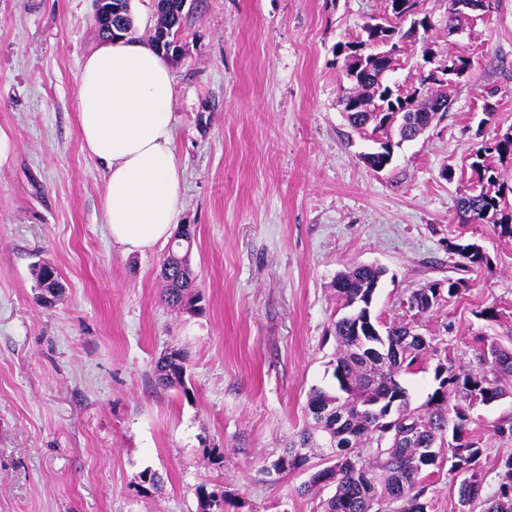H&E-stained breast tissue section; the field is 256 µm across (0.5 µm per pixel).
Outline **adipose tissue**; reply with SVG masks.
I'll return each mask as SVG.
<instances>
[{
  "mask_svg": "<svg viewBox=\"0 0 512 512\" xmlns=\"http://www.w3.org/2000/svg\"><path fill=\"white\" fill-rule=\"evenodd\" d=\"M170 66L128 35L85 56L76 105L84 151L105 168L102 211L114 248L147 251L173 236L185 195L173 150Z\"/></svg>",
  "mask_w": 512,
  "mask_h": 512,
  "instance_id": "ef3b65f1",
  "label": "adipose tissue"
}]
</instances>
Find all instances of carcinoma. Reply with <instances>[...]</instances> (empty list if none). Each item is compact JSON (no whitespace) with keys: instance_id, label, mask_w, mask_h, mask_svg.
I'll list each match as a JSON object with an SVG mask.
<instances>
[{"instance_id":"obj_1","label":"carcinoma","mask_w":512,"mask_h":512,"mask_svg":"<svg viewBox=\"0 0 512 512\" xmlns=\"http://www.w3.org/2000/svg\"><path fill=\"white\" fill-rule=\"evenodd\" d=\"M391 17L364 25L365 38L344 47V72L353 83V94L342 100L349 123L356 129L373 127V132L388 136L390 119L402 118L400 140H410L423 131L429 111L437 103H448L447 81L425 78L421 108L412 110L413 101L401 99L385 77V43L405 41L432 25L428 16H420L418 0H389ZM470 9L452 3L448 27L469 11L478 17L497 9V0H471ZM186 0H157V23L150 42L166 53L174 49L175 37L182 28ZM101 37L129 34L132 31L128 0H112L105 20H95ZM512 158V125L472 154L470 164L473 181L467 193L457 200L456 215L460 224L491 223L500 234L512 238V185L502 178L493 158ZM195 234L175 239L168 246L162 263L165 288L163 301L172 308L193 311L200 302L190 266V253ZM448 253L459 258L463 268L491 265V258L477 242H448ZM384 270L360 265L336 277L334 288L342 308L353 312L334 322L338 345L332 360L335 387L345 393L339 410L324 412L336 401V392L315 388L309 393L307 411L313 424L303 429L290 442L288 451L272 461L266 471L276 474L311 471L302 492L313 488L335 487L330 497L321 501L319 512H429L427 482L442 469L439 455H428L431 444L449 450L455 467L467 468L476 477L468 486L457 488L458 504L483 505L482 512H512V456L502 462L504 481L490 498H483V476L480 460L483 448L470 428L471 412L512 397V344L493 342L476 353L475 361L464 368L455 364L448 347L434 344L435 338L414 330L411 323L382 322L373 314L374 295ZM36 287L56 299L62 283L55 267L41 262L34 265ZM461 280L430 282L413 291L407 308L422 315L438 307L445 297H456ZM436 359L434 380L437 388L419 406H411L407 389L400 376L415 374ZM186 355L171 349L155 362L154 379L167 390L185 388ZM361 399L377 403L376 409L391 410L389 424L376 426L375 416L359 407ZM454 403H449V400ZM343 432L351 435L345 447L336 448L331 464L312 470L309 451L321 447L319 432ZM199 512H224V496L202 486L199 489Z\"/></svg>"}]
</instances>
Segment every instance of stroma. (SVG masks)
Returning <instances> with one entry per match:
<instances>
[{"label": "stroma", "mask_w": 512, "mask_h": 512, "mask_svg": "<svg viewBox=\"0 0 512 512\" xmlns=\"http://www.w3.org/2000/svg\"><path fill=\"white\" fill-rule=\"evenodd\" d=\"M420 7L433 28L402 47L390 84L419 85L427 53L473 67L448 111L377 172L363 159L375 134L342 114L336 51L386 16V0H187L169 63L177 221L196 227L202 295L189 312L162 300L165 246L122 253L104 223L105 170L82 149L76 112L99 39L94 0H0V129L16 145L0 165V512H198L203 485L223 486L224 512H317L319 492H300L308 472L265 467L306 425L310 391L334 388L332 282L352 266L384 268L373 313L386 321L415 289L463 278L419 319L458 365L481 342H512V239L456 216L472 153L512 125V0L453 32L448 0ZM460 237L490 267L456 269L448 243ZM43 261L64 287L48 307L32 273ZM486 307L497 318L480 317ZM172 346L187 354L183 392L154 383ZM473 416L491 496L512 456L498 431L512 397ZM146 471L161 490L144 487Z\"/></svg>", "instance_id": "1"}]
</instances>
